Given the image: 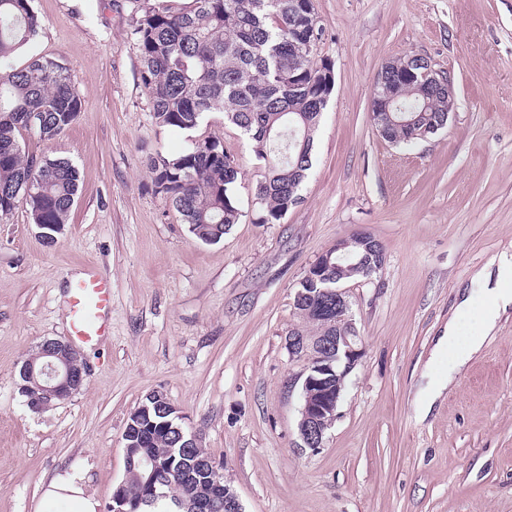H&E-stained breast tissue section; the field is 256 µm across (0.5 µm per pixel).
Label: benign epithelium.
Wrapping results in <instances>:
<instances>
[{
    "label": "benign epithelium",
    "instance_id": "benign-epithelium-1",
    "mask_svg": "<svg viewBox=\"0 0 512 512\" xmlns=\"http://www.w3.org/2000/svg\"><path fill=\"white\" fill-rule=\"evenodd\" d=\"M357 239L364 245L365 254L376 259V265L384 262V254L372 236L360 233ZM345 247L346 241H337L310 265L305 277L316 281L321 278L322 271L332 269L336 270V275H341L345 270L344 261L349 259ZM334 293L338 321L336 335L315 339L309 344L303 337L290 335L286 342L292 357L307 360V366L296 377L302 381L298 432L303 447L311 450L323 447L326 431L337 419L338 405L348 376L362 355L346 289L338 285ZM21 376L22 389L40 392L38 399L29 402V407L38 411L79 392L87 381V367L71 344L59 339H46L39 345L37 353L23 362ZM333 376L336 377L334 384L331 383ZM215 486L224 490L225 512H244L233 488L221 485L218 480Z\"/></svg>",
    "mask_w": 512,
    "mask_h": 512
}]
</instances>
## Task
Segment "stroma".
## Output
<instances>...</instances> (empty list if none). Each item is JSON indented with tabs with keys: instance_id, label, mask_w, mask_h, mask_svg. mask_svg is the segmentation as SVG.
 <instances>
[{
	"instance_id": "obj_1",
	"label": "stroma",
	"mask_w": 512,
	"mask_h": 512,
	"mask_svg": "<svg viewBox=\"0 0 512 512\" xmlns=\"http://www.w3.org/2000/svg\"><path fill=\"white\" fill-rule=\"evenodd\" d=\"M335 87L315 135L301 201L260 224L264 164L214 113L197 137L239 164L238 224L197 240L151 190L148 160L189 144L155 124L141 84L131 0H33L34 53L58 59L82 100L76 122L23 151L65 157L79 192L47 244L25 207L0 220V512H40L60 473L83 477L110 512L125 477L123 431L159 391L222 462L244 512H512V311L424 420L414 399L472 277L512 252V0H314ZM428 57L450 73L448 125L411 145L370 120L388 62ZM384 248L370 279L349 283L362 356L322 448L298 434L304 360L297 287L341 239ZM112 284L110 333L80 347L89 375L35 412L19 369L46 339L69 340L67 288L84 266Z\"/></svg>"
}]
</instances>
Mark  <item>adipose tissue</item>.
I'll list each match as a JSON object with an SVG mask.
<instances>
[{
    "mask_svg": "<svg viewBox=\"0 0 512 512\" xmlns=\"http://www.w3.org/2000/svg\"><path fill=\"white\" fill-rule=\"evenodd\" d=\"M482 285L481 297L466 295L458 306L459 311L478 310L479 315L470 330L464 349L453 352L449 346L459 334L458 318H451L432 352L427 367L429 378L425 389L416 399L418 417H426L434 403L454 382L457 374L483 347L501 316L512 309V254L501 253L474 275ZM42 512H54L57 504H64V512H97V502L87 496L81 479L66 473L52 479L44 488Z\"/></svg>",
    "mask_w": 512,
    "mask_h": 512,
    "instance_id": "adipose-tissue-1",
    "label": "adipose tissue"
}]
</instances>
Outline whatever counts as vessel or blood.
Instances as JSON below:
<instances>
[{"label":"vessel or blood","instance_id":"1","mask_svg":"<svg viewBox=\"0 0 512 512\" xmlns=\"http://www.w3.org/2000/svg\"><path fill=\"white\" fill-rule=\"evenodd\" d=\"M112 309L110 280L96 267H88L69 288L70 336L78 344L92 346L109 330Z\"/></svg>","mask_w":512,"mask_h":512}]
</instances>
